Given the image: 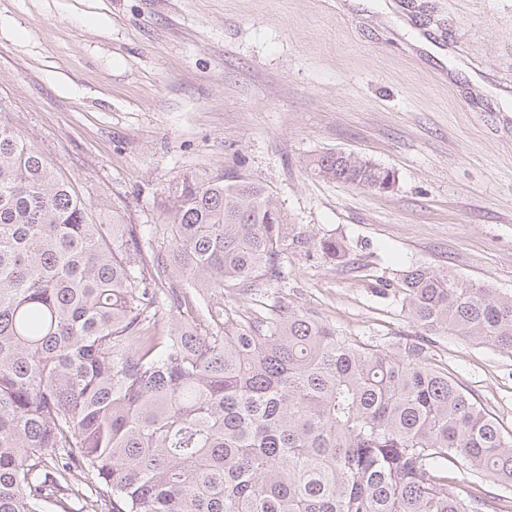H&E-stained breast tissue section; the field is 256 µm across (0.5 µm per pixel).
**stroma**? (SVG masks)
I'll use <instances>...</instances> for the list:
<instances>
[{
	"mask_svg": "<svg viewBox=\"0 0 512 512\" xmlns=\"http://www.w3.org/2000/svg\"><path fill=\"white\" fill-rule=\"evenodd\" d=\"M433 51L418 46V38ZM0 106L112 221L170 223L181 176L238 168L295 230L281 300L430 366L512 430V352L408 318L390 287L425 266L512 296V0H0ZM342 151L396 175L319 177Z\"/></svg>",
	"mask_w": 512,
	"mask_h": 512,
	"instance_id": "35a3bbf8",
	"label": "stroma"
}]
</instances>
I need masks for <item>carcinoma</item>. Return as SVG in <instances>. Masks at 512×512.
I'll use <instances>...</instances> for the list:
<instances>
[{
    "mask_svg": "<svg viewBox=\"0 0 512 512\" xmlns=\"http://www.w3.org/2000/svg\"><path fill=\"white\" fill-rule=\"evenodd\" d=\"M311 165L395 181L331 152ZM90 211L0 107V512H512V432L422 347L231 301L278 279L288 248L340 260L344 239L290 233L237 168L183 175L165 251L158 227ZM168 266L206 297V327L158 287ZM393 292L428 331L512 351V296L422 266Z\"/></svg>",
    "mask_w": 512,
    "mask_h": 512,
    "instance_id": "cac0c4a2",
    "label": "carcinoma"
}]
</instances>
